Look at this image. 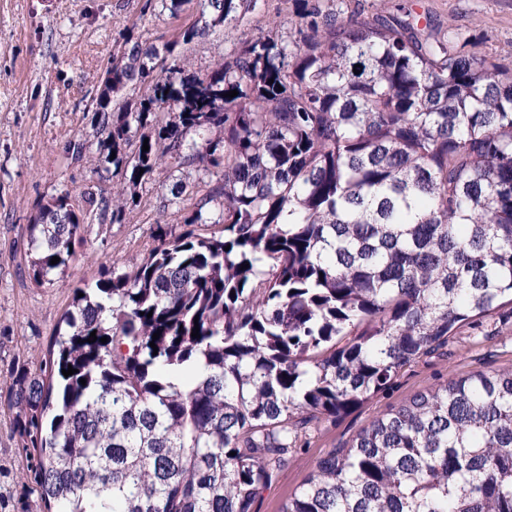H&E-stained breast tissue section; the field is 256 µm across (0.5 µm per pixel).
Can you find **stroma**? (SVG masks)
Segmentation results:
<instances>
[{
    "mask_svg": "<svg viewBox=\"0 0 512 512\" xmlns=\"http://www.w3.org/2000/svg\"><path fill=\"white\" fill-rule=\"evenodd\" d=\"M145 0H0V512H43L30 489L19 450L15 411L7 403L18 361L38 367L71 310L74 291L93 284L101 267L125 272L153 247L158 208L178 173L159 170L141 203L123 223L87 212L82 193L94 188L111 200L113 167L100 162V126L94 113L101 80L112 61L118 31L131 27L143 41L161 43L198 18L142 14ZM439 27L468 31L481 51L512 63V0H407ZM285 0H261L240 20L233 38L223 33L188 45L190 71L203 72L229 58L256 34ZM86 211L83 240L62 284L39 287L29 276L28 229L42 204L61 194ZM512 369V308L464 324L445 348L406 367L384 392L335 423L311 432L307 442L264 490L255 512H280L328 451L351 439L389 407L452 377Z\"/></svg>",
    "mask_w": 512,
    "mask_h": 512,
    "instance_id": "stroma-1",
    "label": "stroma"
}]
</instances>
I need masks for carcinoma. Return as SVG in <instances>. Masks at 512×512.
Segmentation results:
<instances>
[{
    "label": "carcinoma",
    "mask_w": 512,
    "mask_h": 512,
    "mask_svg": "<svg viewBox=\"0 0 512 512\" xmlns=\"http://www.w3.org/2000/svg\"><path fill=\"white\" fill-rule=\"evenodd\" d=\"M159 2L200 21L158 45L115 41L96 112L122 182L100 211L123 223L165 164L194 178L163 209H192L178 233L155 224L134 269L76 289L39 370L15 371L46 512H255L311 426L512 305V64L403 3L362 18L352 0H290L199 75L184 47L233 37L259 0ZM67 200L29 225L39 286L84 233ZM282 512H512V370L377 416Z\"/></svg>",
    "instance_id": "1"
}]
</instances>
